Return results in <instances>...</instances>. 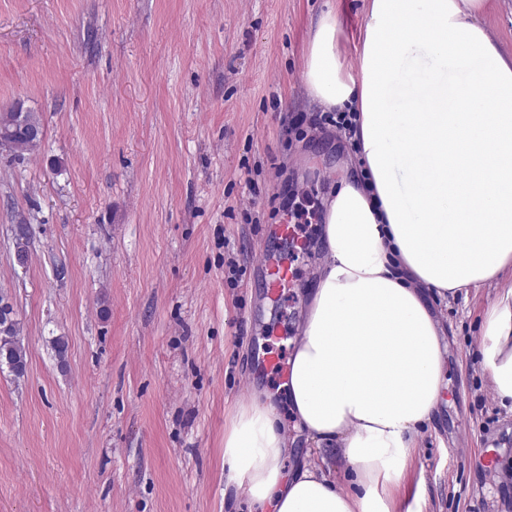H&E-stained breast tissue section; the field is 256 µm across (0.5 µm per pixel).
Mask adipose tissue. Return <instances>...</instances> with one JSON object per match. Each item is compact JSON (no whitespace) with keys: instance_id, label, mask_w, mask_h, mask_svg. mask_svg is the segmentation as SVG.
I'll use <instances>...</instances> for the list:
<instances>
[{"instance_id":"1","label":"adipose tissue","mask_w":512,"mask_h":512,"mask_svg":"<svg viewBox=\"0 0 512 512\" xmlns=\"http://www.w3.org/2000/svg\"><path fill=\"white\" fill-rule=\"evenodd\" d=\"M488 0H367L357 63L337 60L335 12L312 29L305 80L352 112L358 168L324 203V261L288 372L319 460L284 473L272 404L239 405L224 461L253 512H390L397 461L419 446L444 388L440 297L498 285L482 353L512 402V56L480 21ZM346 488L327 475L336 463Z\"/></svg>"}]
</instances>
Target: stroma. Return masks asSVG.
Masks as SVG:
<instances>
[{"mask_svg":"<svg viewBox=\"0 0 512 512\" xmlns=\"http://www.w3.org/2000/svg\"><path fill=\"white\" fill-rule=\"evenodd\" d=\"M331 9L347 68L365 0H0V109L45 127L34 153L0 152V290L28 358L0 370V512H250L224 432L254 398L294 426L284 374L254 361L291 359L323 259L320 224L303 252L271 228L355 160L304 77ZM264 247L296 270L274 298ZM497 293L432 303L450 384L391 512H512V470L481 455H512L480 351Z\"/></svg>","mask_w":512,"mask_h":512,"instance_id":"stroma-1","label":"stroma"}]
</instances>
